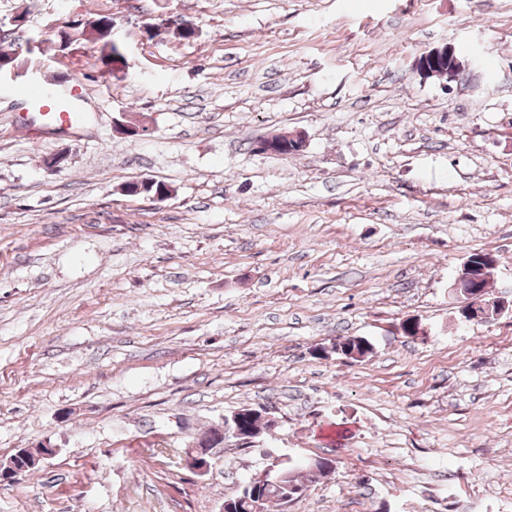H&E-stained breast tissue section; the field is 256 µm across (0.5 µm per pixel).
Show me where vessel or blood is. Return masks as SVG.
<instances>
[{
  "mask_svg": "<svg viewBox=\"0 0 512 512\" xmlns=\"http://www.w3.org/2000/svg\"><path fill=\"white\" fill-rule=\"evenodd\" d=\"M22 103L43 111L47 119L61 130L77 128L82 120L77 102L83 94L79 81L60 75L14 88Z\"/></svg>",
  "mask_w": 512,
  "mask_h": 512,
  "instance_id": "obj_1",
  "label": "vessel or blood"
}]
</instances>
